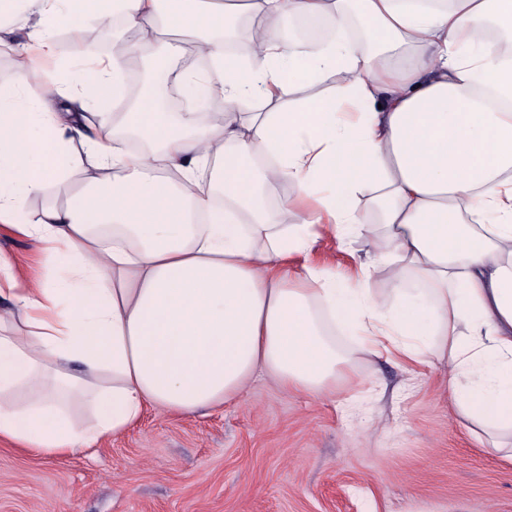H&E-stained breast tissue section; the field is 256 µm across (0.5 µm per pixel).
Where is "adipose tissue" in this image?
I'll return each instance as SVG.
<instances>
[{"label":"adipose tissue","instance_id":"obj_1","mask_svg":"<svg viewBox=\"0 0 512 512\" xmlns=\"http://www.w3.org/2000/svg\"><path fill=\"white\" fill-rule=\"evenodd\" d=\"M252 6V52L231 58L211 33L235 12L208 0H0V19L28 31L0 83V223L39 244L44 268L23 284L0 252V440L72 454L150 409L240 400L258 377L286 395L354 392L369 355L410 374L439 365L462 420L512 459V0ZM112 14L123 49L74 53L94 95L30 65L31 45L53 55L60 29ZM356 16L370 48L349 34ZM320 18L336 26L328 42L281 36ZM166 29L202 33L204 65L158 79L221 93L223 121L130 106L126 61L161 54ZM338 74L334 92L291 100ZM76 146V191L23 223ZM214 163L207 191L198 174ZM283 178L296 193L270 205ZM323 229L367 245L355 282L306 262ZM386 274L414 285L378 292Z\"/></svg>","mask_w":512,"mask_h":512}]
</instances>
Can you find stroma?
Here are the masks:
<instances>
[{
	"label": "stroma",
	"instance_id": "1",
	"mask_svg": "<svg viewBox=\"0 0 512 512\" xmlns=\"http://www.w3.org/2000/svg\"><path fill=\"white\" fill-rule=\"evenodd\" d=\"M120 22L61 32L52 70L78 41L112 44ZM0 252L27 278L36 244L0 228ZM313 262L345 276L361 244L320 237ZM359 391L286 396L264 380L205 415L147 412L94 453L52 457L0 442V512H512V461L462 422L439 369L407 379L366 358Z\"/></svg>",
	"mask_w": 512,
	"mask_h": 512
}]
</instances>
